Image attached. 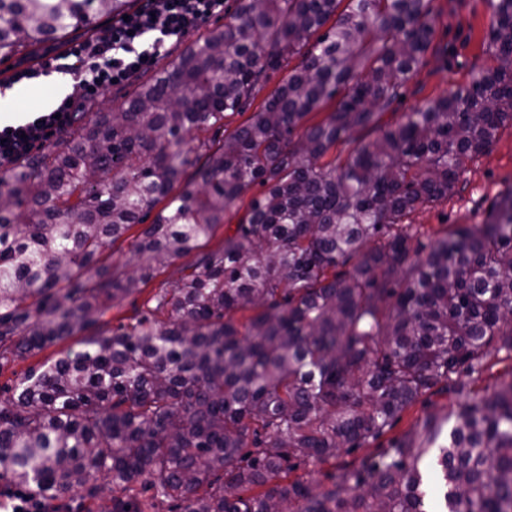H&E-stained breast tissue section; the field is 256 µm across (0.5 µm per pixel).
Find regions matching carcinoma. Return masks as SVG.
I'll use <instances>...</instances> for the list:
<instances>
[{
  "instance_id": "carcinoma-1",
  "label": "carcinoma",
  "mask_w": 512,
  "mask_h": 512,
  "mask_svg": "<svg viewBox=\"0 0 512 512\" xmlns=\"http://www.w3.org/2000/svg\"><path fill=\"white\" fill-rule=\"evenodd\" d=\"M434 2L232 0L173 68L0 174V368L82 345L0 387L14 485L92 496L106 475L112 512H140L137 485L180 512H512V377L484 384L512 361V188L435 240L410 223L512 127V0H486L493 64L384 122L450 53ZM129 3L0 0V56L96 33ZM293 55L249 123L211 141ZM256 183L234 233L200 250ZM143 223L129 261L108 262ZM437 395L451 413L377 455L289 478L372 447ZM192 259L193 255H189L177 260L174 266L161 271L154 279L142 286L143 290L140 294L129 297L122 301L120 305L114 307L108 315V318H112V324L117 325L120 321L126 322V318L133 314L134 307H141L154 291V288H157L161 282H174L179 276L176 269L188 265ZM78 339V336L70 337L41 351H36L25 359H18L5 365L0 370V386H13L21 380L29 368L51 364L63 351L70 348L75 351L80 350L82 346L78 343Z\"/></svg>"
}]
</instances>
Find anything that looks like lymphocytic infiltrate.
<instances>
[{"label": "lymphocytic infiltrate", "instance_id": "lymphocytic-infiltrate-1", "mask_svg": "<svg viewBox=\"0 0 512 512\" xmlns=\"http://www.w3.org/2000/svg\"><path fill=\"white\" fill-rule=\"evenodd\" d=\"M223 9L224 0H141L128 19L113 20L100 38L79 43L70 54L50 57L41 68L17 70L13 84L57 73L73 78V90L53 111L0 126V170L10 169L19 156L66 130L98 89L118 85L148 67Z\"/></svg>", "mask_w": 512, "mask_h": 512}]
</instances>
